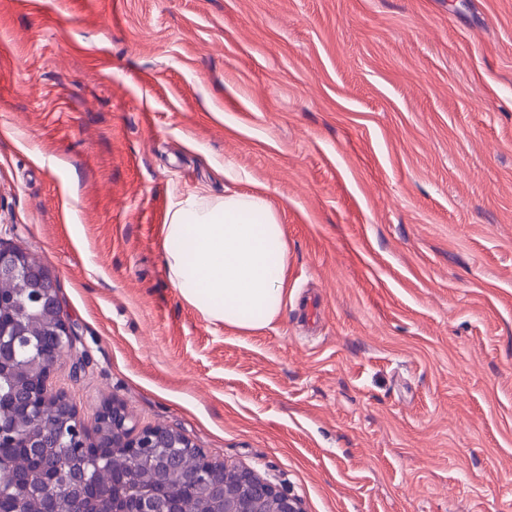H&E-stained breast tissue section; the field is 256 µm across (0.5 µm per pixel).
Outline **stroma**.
<instances>
[{
    "mask_svg": "<svg viewBox=\"0 0 512 512\" xmlns=\"http://www.w3.org/2000/svg\"><path fill=\"white\" fill-rule=\"evenodd\" d=\"M229 191L286 226L254 334L165 265L169 208ZM0 242L57 278L84 421L302 512H512V0H0Z\"/></svg>",
    "mask_w": 512,
    "mask_h": 512,
    "instance_id": "35a3bbf8",
    "label": "stroma"
}]
</instances>
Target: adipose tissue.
<instances>
[{
    "label": "adipose tissue",
    "mask_w": 512,
    "mask_h": 512,
    "mask_svg": "<svg viewBox=\"0 0 512 512\" xmlns=\"http://www.w3.org/2000/svg\"><path fill=\"white\" fill-rule=\"evenodd\" d=\"M166 268L203 318L242 332L269 327L288 300L284 224L259 193L177 201L162 226Z\"/></svg>",
    "instance_id": "1"
}]
</instances>
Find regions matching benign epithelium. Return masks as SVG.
<instances>
[{
  "label": "benign epithelium",
  "instance_id": "7a95c632",
  "mask_svg": "<svg viewBox=\"0 0 512 512\" xmlns=\"http://www.w3.org/2000/svg\"><path fill=\"white\" fill-rule=\"evenodd\" d=\"M19 278L30 283L32 299L40 306L41 319L53 337L52 349L46 351L33 344L26 332L0 327V369L11 366L24 377L23 387L13 396L14 416L0 422V437L20 440L27 448L21 468L37 466L43 470L52 500H68V512H87L82 494L90 482L89 468L111 463L112 453L117 450L125 451L136 466L156 471L161 480L181 470L183 459L197 449L179 431L164 425L138 430L131 425L127 407L117 401L103 406L90 428L65 395L51 391L52 374L75 351L76 333L52 272L44 266H33L26 250L0 241V280ZM27 344L33 345V353L22 363L17 350ZM49 404L59 407L61 432L67 435L68 444L66 452L47 460L43 449L58 447V431H47L41 424L43 409ZM224 470V463L199 457L197 469L183 475L194 502L217 500L220 512H301L297 499L246 468L235 469L238 491L224 493V485L216 483V476ZM137 484L136 472L128 473V496L118 501L112 499L110 487H101L102 506L98 512H189L183 498L167 491L142 494Z\"/></svg>",
  "mask_w": 512,
  "mask_h": 512
}]
</instances>
